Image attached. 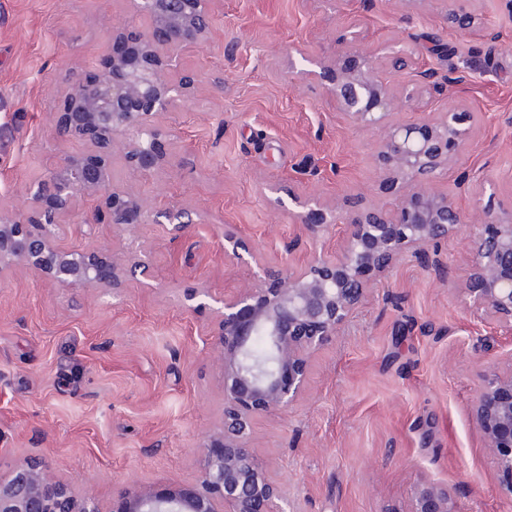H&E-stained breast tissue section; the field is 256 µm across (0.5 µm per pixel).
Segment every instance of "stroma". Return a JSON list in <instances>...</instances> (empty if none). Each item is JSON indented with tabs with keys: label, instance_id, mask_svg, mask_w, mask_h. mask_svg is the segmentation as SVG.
Returning a JSON list of instances; mask_svg holds the SVG:
<instances>
[{
	"label": "stroma",
	"instance_id": "1",
	"mask_svg": "<svg viewBox=\"0 0 512 512\" xmlns=\"http://www.w3.org/2000/svg\"><path fill=\"white\" fill-rule=\"evenodd\" d=\"M474 7L498 39L450 30L440 0H216L209 38L182 53L192 96L156 120L169 165L112 168L135 195L190 210L193 224L119 233L84 223L76 206L64 247L147 254V273L127 274L118 298L21 265L0 274V476L41 459L106 510L134 483H195L224 396L214 314L189 309L187 294L220 297L249 281L252 266L224 260L229 238L258 244L273 266L336 253L343 226L312 238L274 199L396 197L377 166L382 130L350 124L316 76L354 45L467 74L452 95L398 114L433 117L452 100L475 113L468 189L454 168L432 184L467 224L439 243L440 269L407 256L374 282L315 354L305 394L255 420L252 450L290 512H408L422 478L448 485L458 512H512L470 418L477 372L512 363V332L461 293L471 225L485 221L484 206L512 210V17L500 0ZM112 23L131 34L149 25L125 0H0V206L24 209L30 185L81 150L54 139L55 104L99 68Z\"/></svg>",
	"mask_w": 512,
	"mask_h": 512
}]
</instances>
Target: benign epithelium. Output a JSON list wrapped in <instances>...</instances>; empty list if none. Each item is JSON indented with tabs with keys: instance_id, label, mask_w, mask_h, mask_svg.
Segmentation results:
<instances>
[{
	"instance_id": "obj_1",
	"label": "benign epithelium",
	"mask_w": 512,
	"mask_h": 512,
	"mask_svg": "<svg viewBox=\"0 0 512 512\" xmlns=\"http://www.w3.org/2000/svg\"><path fill=\"white\" fill-rule=\"evenodd\" d=\"M131 11L149 20L145 34L130 36L110 26L112 52L102 68L71 83L61 97L55 135L86 150L65 156L30 188L32 206L0 208V273L27 266L64 288L96 289L124 284V260L106 249L71 250L60 244L77 200L90 208L88 224L119 230L153 224H190L178 205L157 209L112 180L115 159L151 173L169 164L155 119L184 103L195 77L181 71V52L200 46L211 29L215 0H127ZM458 33L481 27L471 0H442ZM407 70L411 90L393 92L383 68ZM321 78L336 109L352 123L385 129L377 155L385 181L401 185L392 207L358 195L347 209L317 199H292L296 223L317 239L335 224L345 225L333 258L315 251L297 265L264 269L237 292L214 297L203 289L187 296L211 299L217 331L214 344L223 373L220 429L202 444L197 481L158 492L152 486L126 488L109 512H287L280 485L251 449L253 421L288 409L305 392L315 352L344 326L364 302L370 286L401 258L411 255L438 268L435 245L457 234L463 213L445 194L431 189L448 169L462 165L475 129L474 114L451 106L437 118L399 123L395 115L418 93L440 92L467 76L441 73L393 53L336 52ZM473 272L466 292L473 302L512 331V211L478 225L469 240ZM260 251L239 239L227 240L224 258L258 261ZM264 336L268 356L252 352ZM470 408L483 447L494 457L503 494L512 497V364L480 374ZM0 512H100L95 500L78 496L42 461L28 462L0 478ZM410 512H457L448 486L422 478L414 487Z\"/></svg>"
}]
</instances>
